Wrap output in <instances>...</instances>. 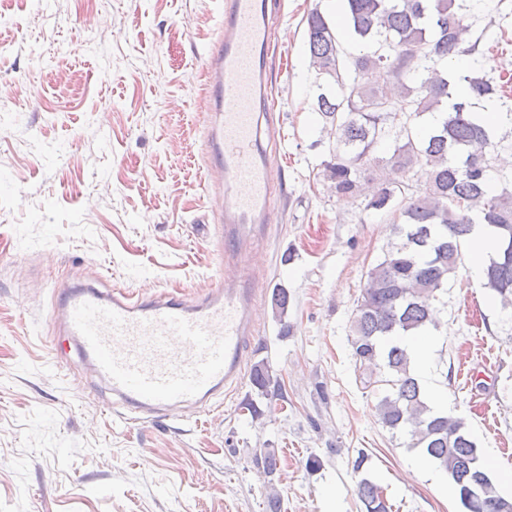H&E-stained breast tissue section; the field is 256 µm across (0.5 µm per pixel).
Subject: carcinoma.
I'll return each instance as SVG.
<instances>
[{
    "label": "carcinoma",
    "instance_id": "cac0c4a2",
    "mask_svg": "<svg viewBox=\"0 0 512 512\" xmlns=\"http://www.w3.org/2000/svg\"><path fill=\"white\" fill-rule=\"evenodd\" d=\"M343 9L349 49L319 9L307 16L309 65L319 90L314 112L328 137L324 173L341 195L356 193L365 177L376 181L368 207L392 213L400 238L367 272L353 311L350 346L360 383L379 395L383 426L407 431L412 447L452 478L467 512H512V499L498 495L463 420L428 405L407 349L395 342L438 328L435 302L478 222L497 237L484 287L512 307V188L502 175L500 191L491 189L492 159L502 144L473 111V101L497 97L498 88L476 69L459 77L462 95L448 80V65L479 45L470 39L465 0H343ZM374 74L382 84L372 81ZM393 113L421 125L397 126ZM387 141L392 153L381 157ZM415 168L426 188L408 194L404 177ZM253 383L265 394L281 390L264 365ZM356 495L366 512H392L368 479L357 484Z\"/></svg>",
    "mask_w": 512,
    "mask_h": 512
}]
</instances>
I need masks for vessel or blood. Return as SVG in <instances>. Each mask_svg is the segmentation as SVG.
<instances>
[{
    "label": "vessel or blood",
    "mask_w": 512,
    "mask_h": 512,
    "mask_svg": "<svg viewBox=\"0 0 512 512\" xmlns=\"http://www.w3.org/2000/svg\"><path fill=\"white\" fill-rule=\"evenodd\" d=\"M274 38L269 0H224L220 34L206 52L203 154L207 184L223 199L207 221L223 278L191 299L177 291L104 293L81 285L55 292L54 324L111 391L127 422L207 404L243 381L263 288L248 255L269 239L278 209L266 147L276 133L268 109Z\"/></svg>",
    "instance_id": "1"
}]
</instances>
